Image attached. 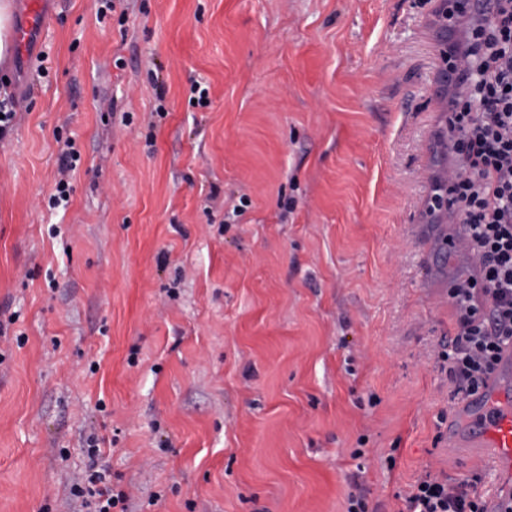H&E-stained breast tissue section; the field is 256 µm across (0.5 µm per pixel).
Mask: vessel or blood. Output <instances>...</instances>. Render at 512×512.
I'll return each instance as SVG.
<instances>
[{
	"label": "vessel or blood",
	"instance_id": "1",
	"mask_svg": "<svg viewBox=\"0 0 512 512\" xmlns=\"http://www.w3.org/2000/svg\"><path fill=\"white\" fill-rule=\"evenodd\" d=\"M42 26L41 4L29 0L26 21L16 34L19 49H26ZM459 412L472 443L486 449L497 475L512 479V345L504 348L486 387L467 398Z\"/></svg>",
	"mask_w": 512,
	"mask_h": 512
}]
</instances>
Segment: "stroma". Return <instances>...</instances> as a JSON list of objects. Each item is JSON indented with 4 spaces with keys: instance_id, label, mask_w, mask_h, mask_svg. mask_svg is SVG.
<instances>
[{
    "instance_id": "stroma-1",
    "label": "stroma",
    "mask_w": 512,
    "mask_h": 512,
    "mask_svg": "<svg viewBox=\"0 0 512 512\" xmlns=\"http://www.w3.org/2000/svg\"><path fill=\"white\" fill-rule=\"evenodd\" d=\"M101 6L42 0L0 67V512H88L93 462L127 512H346L358 482L403 512L477 471L511 493L448 437V290L479 264L429 209L434 0ZM43 22L41 3L38 0H30L26 21L16 34L17 45L22 52L26 50L32 37L43 27ZM65 146L66 148L59 155V174L62 177L56 182V194L53 195L57 203L68 202L70 186L66 176L76 168L75 162L79 159V153L75 149L72 140H68Z\"/></svg>"
}]
</instances>
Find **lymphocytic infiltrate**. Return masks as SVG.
<instances>
[{"label":"lymphocytic infiltrate","mask_w":512,"mask_h":512,"mask_svg":"<svg viewBox=\"0 0 512 512\" xmlns=\"http://www.w3.org/2000/svg\"><path fill=\"white\" fill-rule=\"evenodd\" d=\"M450 51L461 74L448 99L456 159L448 181L480 268L448 291L456 331L439 358L456 394L468 397L486 387L512 343V0H490ZM482 481L478 473L454 485L425 475L407 497L406 512H489L478 490Z\"/></svg>","instance_id":"obj_1"}]
</instances>
